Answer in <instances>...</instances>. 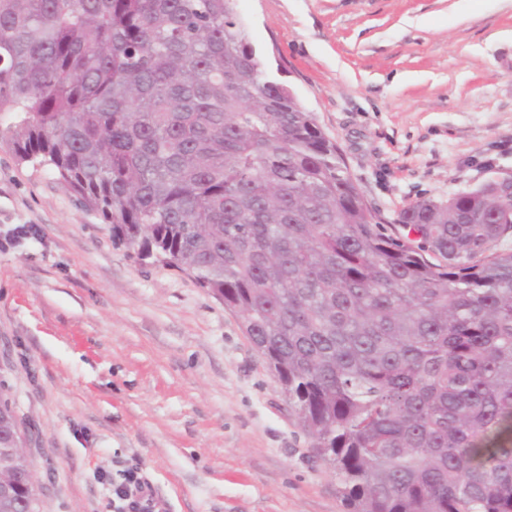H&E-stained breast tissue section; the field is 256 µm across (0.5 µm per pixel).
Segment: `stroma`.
Wrapping results in <instances>:
<instances>
[{"instance_id": "1", "label": "stroma", "mask_w": 512, "mask_h": 512, "mask_svg": "<svg viewBox=\"0 0 512 512\" xmlns=\"http://www.w3.org/2000/svg\"><path fill=\"white\" fill-rule=\"evenodd\" d=\"M253 44L386 225L512 178V0H237ZM0 383L39 512H114L135 467L170 512H347L240 316L139 260L48 167L0 148Z\"/></svg>"}]
</instances>
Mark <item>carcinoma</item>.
Here are the masks:
<instances>
[{
	"label": "carcinoma",
	"mask_w": 512,
	"mask_h": 512,
	"mask_svg": "<svg viewBox=\"0 0 512 512\" xmlns=\"http://www.w3.org/2000/svg\"><path fill=\"white\" fill-rule=\"evenodd\" d=\"M0 147L240 313L348 512H512V196L382 224L234 0H0Z\"/></svg>",
	"instance_id": "1"
}]
</instances>
